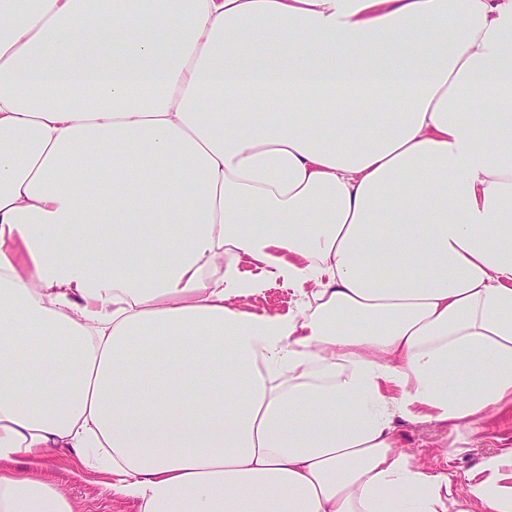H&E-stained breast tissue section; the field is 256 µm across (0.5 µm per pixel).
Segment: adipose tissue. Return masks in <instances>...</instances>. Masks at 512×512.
<instances>
[{"mask_svg":"<svg viewBox=\"0 0 512 512\" xmlns=\"http://www.w3.org/2000/svg\"><path fill=\"white\" fill-rule=\"evenodd\" d=\"M510 408L512 0H0V512H512L396 433ZM298 296L292 288L275 283L263 292L239 298L236 303L246 311L261 313L265 310L288 313L294 310ZM35 476L58 487L73 503L76 512H138L130 500H117L106 487L109 477L79 470L72 457L54 452Z\"/></svg>","mask_w":512,"mask_h":512,"instance_id":"obj_1","label":"adipose tissue"}]
</instances>
